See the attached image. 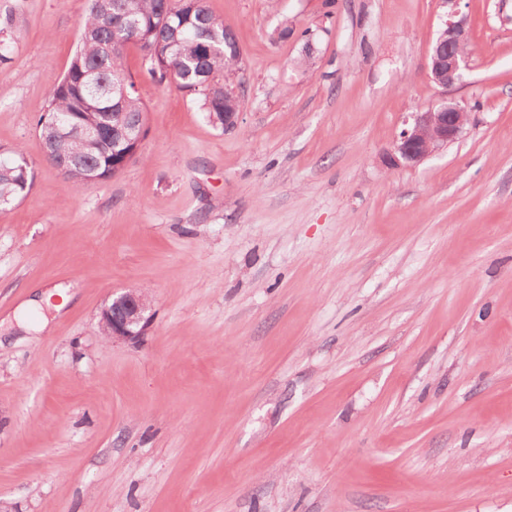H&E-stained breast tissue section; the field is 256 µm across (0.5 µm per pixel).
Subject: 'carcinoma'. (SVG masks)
Listing matches in <instances>:
<instances>
[{
	"label": "carcinoma",
	"mask_w": 512,
	"mask_h": 512,
	"mask_svg": "<svg viewBox=\"0 0 512 512\" xmlns=\"http://www.w3.org/2000/svg\"><path fill=\"white\" fill-rule=\"evenodd\" d=\"M17 27L8 17L0 24V66L12 60L9 33ZM80 46L67 73L54 85L49 104L37 127L48 159L67 170L74 185L90 179L108 180L120 172L121 157L112 149V84L126 77L121 59L128 42H140L148 51L146 74L153 81L173 83L192 96L210 123L224 127V113L235 110L224 97V73L237 68L240 49L223 21L205 5L189 0H90L82 24ZM120 120L136 125L145 108L132 92L120 108ZM64 122L100 129L99 139L61 135ZM34 170L17 149L0 162V208L25 197L32 188Z\"/></svg>",
	"instance_id": "obj_1"
}]
</instances>
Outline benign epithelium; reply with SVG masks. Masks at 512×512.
Here are the masks:
<instances>
[{
    "label": "benign epithelium",
    "mask_w": 512,
    "mask_h": 512,
    "mask_svg": "<svg viewBox=\"0 0 512 512\" xmlns=\"http://www.w3.org/2000/svg\"><path fill=\"white\" fill-rule=\"evenodd\" d=\"M468 35L465 19L449 21L442 38L432 47L429 57L430 76L446 88L460 81L466 56L463 40ZM469 112L456 103L445 101L436 108L413 115L412 123L401 130L394 151L387 155L392 168L415 167L436 152L459 140L468 124ZM142 126H112V142L126 148L124 159L138 152L144 139ZM150 300L142 289H130L112 299L101 312L99 331L112 341H137L143 335Z\"/></svg>",
    "instance_id": "1"
}]
</instances>
